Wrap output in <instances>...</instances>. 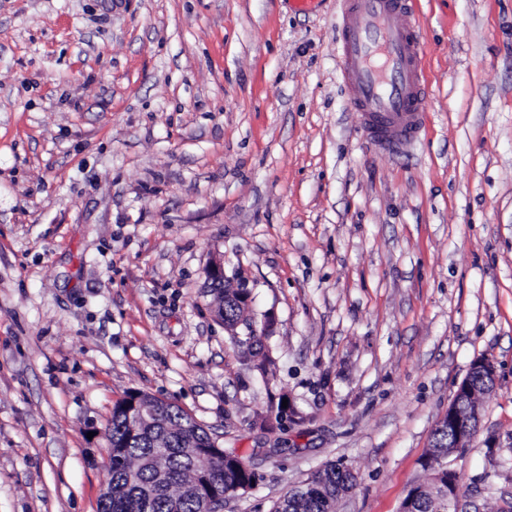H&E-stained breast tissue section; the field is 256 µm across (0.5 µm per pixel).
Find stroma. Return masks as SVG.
<instances>
[{
	"label": "stroma",
	"instance_id": "obj_1",
	"mask_svg": "<svg viewBox=\"0 0 512 512\" xmlns=\"http://www.w3.org/2000/svg\"><path fill=\"white\" fill-rule=\"evenodd\" d=\"M339 0H0V512H98L114 403L174 402L271 512L328 462L399 512L472 363L460 512L512 501V0H409L427 122L400 155L338 70ZM275 329L266 383L205 271ZM287 401V423L266 420ZM225 283L224 279V260L214 259L206 270V287L211 288L213 283ZM210 292L214 295L218 305L217 312L220 317L224 316V326L231 329L238 323H250L247 319L246 306L240 297L243 295L248 296L251 292L249 285L245 282L240 288H211ZM242 302L243 305H241Z\"/></svg>",
	"mask_w": 512,
	"mask_h": 512
}]
</instances>
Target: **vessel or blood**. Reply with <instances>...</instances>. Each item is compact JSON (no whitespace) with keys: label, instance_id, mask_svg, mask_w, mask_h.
<instances>
[{"label":"vessel or blood","instance_id":"1","mask_svg":"<svg viewBox=\"0 0 512 512\" xmlns=\"http://www.w3.org/2000/svg\"><path fill=\"white\" fill-rule=\"evenodd\" d=\"M337 48L342 80L353 90L352 106L367 135L382 150L415 142L426 122L421 37L397 18L406 0H340Z\"/></svg>","mask_w":512,"mask_h":512}]
</instances>
